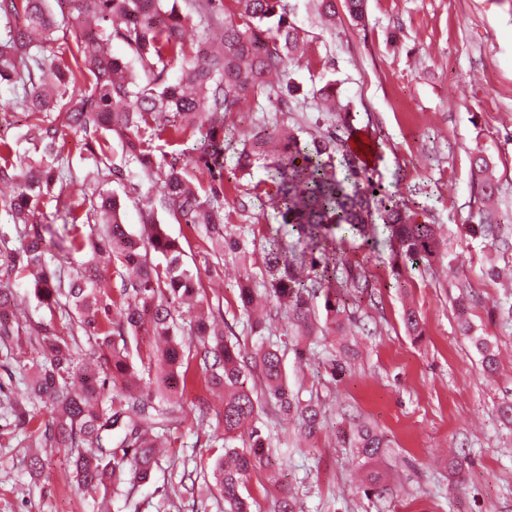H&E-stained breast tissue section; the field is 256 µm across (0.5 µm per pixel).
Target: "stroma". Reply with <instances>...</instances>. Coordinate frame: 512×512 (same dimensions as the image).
Segmentation results:
<instances>
[{"mask_svg":"<svg viewBox=\"0 0 512 512\" xmlns=\"http://www.w3.org/2000/svg\"><path fill=\"white\" fill-rule=\"evenodd\" d=\"M285 5L288 21L305 38L303 52L289 63L296 90L287 108L253 95L224 117V180L232 187L224 199V232L242 241L244 255L216 259L203 228L175 218L151 180H115L108 189L136 235L143 231V199L153 197L155 216L199 270L209 300L219 301L225 335L254 349L260 338L241 309L238 284L247 277L261 281L271 240L286 246L296 236L262 189L269 160L257 158L245 175L238 156L245 138L262 128L337 131L318 99L321 87L335 84L354 128L374 141L377 160L369 174L419 222L436 225L442 252L399 276L385 240L323 242V262L364 269L369 278L368 290L347 300L361 354L336 376L327 366L330 340H319L302 366L286 354L288 385L302 398L319 397L321 427L313 439H303L292 418L264 407V431L279 455L253 475L248 490L262 512H270L283 491L298 498L303 512H512V424L500 415L501 404L512 402V278L485 275L493 264L512 269V0H368L358 23L340 4L332 27L321 19L316 0ZM30 125L22 109L0 114V139L23 159L38 156ZM58 151L73 160L62 196L89 191L93 164L79 140L67 137ZM477 154L497 181L489 201L478 194L471 165ZM484 210L494 213L499 227L489 237L467 230ZM462 296L472 336L489 337L500 351L494 377L484 375L478 351L460 333ZM409 306L422 336L404 327ZM208 401L211 416L201 421L186 413L177 428L186 454L204 463L224 435L214 416L222 402L215 395ZM356 415L389 441L383 464L388 494L365 495L361 461L340 440ZM452 448L468 458L457 483L448 479ZM41 454L46 465L34 475L26 449L0 445V512H97L73 485L65 451L47 447ZM180 477V469L160 459L152 482L132 489L128 499H113L111 512H224L223 501L202 483L194 493L165 498L164 489Z\"/></svg>","mask_w":512,"mask_h":512,"instance_id":"obj_1","label":"stroma"}]
</instances>
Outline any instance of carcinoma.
<instances>
[{
    "label": "carcinoma",
    "mask_w": 512,
    "mask_h": 512,
    "mask_svg": "<svg viewBox=\"0 0 512 512\" xmlns=\"http://www.w3.org/2000/svg\"><path fill=\"white\" fill-rule=\"evenodd\" d=\"M68 6L57 19L51 2ZM236 11L214 23L217 39L198 44L184 41L183 32L203 21L197 6L183 10L180 0H0V84L12 88L10 105L21 107L41 131V158L19 164L10 144L0 143V184L13 194L0 197L15 226L22 227L20 253L0 237V267L32 281L40 306L51 318L28 328L30 350L17 362L29 375L25 402L9 403L13 430L25 434L26 448L67 451L77 490L94 501L121 496L128 484L152 481L158 466V441L174 447V424L184 412L180 399L195 390L224 391L216 412L224 427L223 453L197 479L211 480L224 501V512H253L255 502L243 489L254 473L272 465L269 437L259 417L260 398L247 385L258 372L265 398L298 421L305 439L320 429V408L288 389L282 351L276 345L247 352L240 344L211 329L201 315L185 317L182 308L204 300L198 272L183 259L179 244L169 238L145 200L144 233L132 234L115 196L100 191L56 203L62 226L35 220L40 200L53 198V187L70 172L58 155L59 140L74 136L95 166L94 179L160 178L173 212L187 224H201L220 250L237 252L241 243L224 236V114L249 93L264 92L269 102L288 106L293 81L290 55L300 48V34L286 18L284 0H233ZM62 36H57L58 31ZM125 44L140 65L136 71L112 54V41ZM178 79L169 81L174 65ZM322 111L335 117L336 127H350V114L336 103V87L320 91ZM199 132L203 144L191 163L155 154V140H180ZM118 135L127 162L124 171L112 163V135ZM343 156V174L329 159ZM272 159L268 200L284 223L298 234L290 248L301 257L281 252L264 256V291L238 286L239 301L248 312L260 296L286 309L295 335L284 341L295 359L310 356L317 332L311 314L312 290L305 269L317 270L315 251L333 230L342 229L368 241L379 220L402 265H418L437 257L440 240L434 224H420L399 202L374 194L368 171L337 134L312 136L279 129L253 134L239 153L238 167L249 172L254 158ZM204 168L207 182H193L189 167ZM101 224L93 238L82 227ZM83 252L84 269L62 278L51 269L53 251ZM108 252L123 269L138 273L134 281L119 273L123 287L103 295L95 288V256ZM367 276L346 269L341 288H366ZM333 313L327 333L340 336L346 327L336 292L325 294ZM153 340L147 350L131 351L129 339ZM89 353H83L81 338ZM486 373L497 370L494 346L484 336L470 337ZM354 355L344 344L330 360L331 373L343 371ZM81 377L80 389L73 387ZM113 386H108V383ZM44 406L52 422L41 423L28 406ZM344 444L358 451L368 467L365 494L387 492L381 461L390 453L384 435L369 423L350 419L342 431ZM274 512H302L288 492L274 501Z\"/></svg>",
    "instance_id": "1"
}]
</instances>
